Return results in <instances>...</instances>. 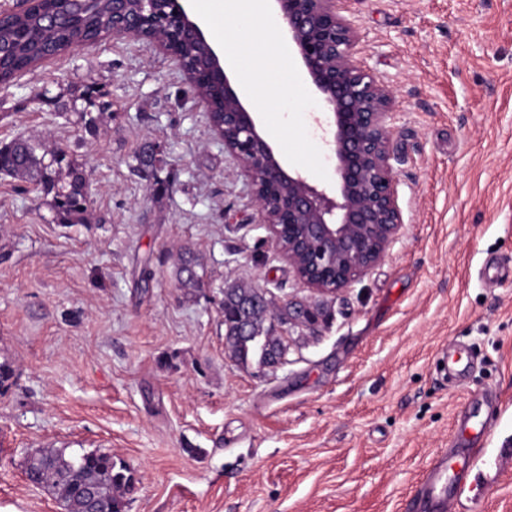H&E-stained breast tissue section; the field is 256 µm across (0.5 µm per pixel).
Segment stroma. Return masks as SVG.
Instances as JSON below:
<instances>
[{
    "instance_id": "obj_1",
    "label": "stroma",
    "mask_w": 512,
    "mask_h": 512,
    "mask_svg": "<svg viewBox=\"0 0 512 512\" xmlns=\"http://www.w3.org/2000/svg\"><path fill=\"white\" fill-rule=\"evenodd\" d=\"M357 59L395 92L403 228L385 259L324 298L318 335L287 364L224 351L225 284L308 298L267 241L236 159L182 71L136 40L105 39L0 85V141L74 151L87 219L57 223L0 175V512H63L31 485L38 448L101 450L136 478L126 512H407L461 415L512 403V0H342ZM285 99L249 98L286 167L335 191L326 109L296 55ZM112 100L87 134L70 102ZM155 143V171L137 169ZM190 248L204 288L179 287ZM448 512H512V471Z\"/></svg>"
}]
</instances>
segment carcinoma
Here are the masks:
<instances>
[{
  "label": "carcinoma",
  "mask_w": 512,
  "mask_h": 512,
  "mask_svg": "<svg viewBox=\"0 0 512 512\" xmlns=\"http://www.w3.org/2000/svg\"><path fill=\"white\" fill-rule=\"evenodd\" d=\"M112 28V0H92L78 5L77 26L45 27L39 12L15 15L0 25V47L7 59L0 68L12 74L54 50L69 46L83 32L103 35ZM190 67H202L209 60L206 48L191 45L185 52ZM75 100L83 107H73L92 134L96 117L92 109L108 110L112 102L108 93L95 82L77 89ZM0 168L32 185L54 214L65 225L82 224L90 206L85 194V171L76 155L66 148L49 149L40 141L13 139L0 142ZM195 254L187 249L178 260L176 277L184 288H198L201 277L195 267ZM224 305L247 312L249 335L238 336L235 326L224 331V346L230 359L243 367L257 364L267 369L274 358L288 352V343L275 335V325L298 317L299 304H276L261 288L234 283L224 288ZM25 474L34 486L57 495L64 512H91L92 495L97 494L110 512H126L127 495L135 485L133 473L112 455L90 451L68 454L64 448L37 449L27 455Z\"/></svg>",
  "instance_id": "1"
}]
</instances>
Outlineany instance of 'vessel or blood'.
I'll return each mask as SVG.
<instances>
[{
	"mask_svg": "<svg viewBox=\"0 0 512 512\" xmlns=\"http://www.w3.org/2000/svg\"><path fill=\"white\" fill-rule=\"evenodd\" d=\"M497 425L495 419L465 424L453 438L458 449L455 460L441 455L432 459L425 470V493L416 503L417 512H447L448 500L454 495L464 493L465 483L461 473L470 472L485 462V446L494 434Z\"/></svg>",
	"mask_w": 512,
	"mask_h": 512,
	"instance_id": "obj_1",
	"label": "vessel or blood"
}]
</instances>
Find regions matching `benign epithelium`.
Masks as SVG:
<instances>
[{"mask_svg": "<svg viewBox=\"0 0 512 512\" xmlns=\"http://www.w3.org/2000/svg\"><path fill=\"white\" fill-rule=\"evenodd\" d=\"M75 2L15 0L10 13L39 11L47 23L67 25L73 22ZM272 2L331 114L333 194L285 169L182 0H138L132 13L125 9L127 0H112V38L155 47L177 63L194 91L223 90L224 127L212 129L237 159L268 240L302 287L335 296L384 260L403 227L392 165L394 91L358 65L359 33L338 0ZM188 41L208 49V66L192 70L184 65ZM325 321L322 307L306 303L297 323L314 334Z\"/></svg>", "mask_w": 512, "mask_h": 512, "instance_id": "1", "label": "benign epithelium"}]
</instances>
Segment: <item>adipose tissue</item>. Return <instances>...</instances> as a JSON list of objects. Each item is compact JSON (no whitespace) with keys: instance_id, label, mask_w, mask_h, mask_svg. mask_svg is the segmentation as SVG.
<instances>
[{"instance_id":"obj_1","label":"adipose tissue","mask_w":512,"mask_h":512,"mask_svg":"<svg viewBox=\"0 0 512 512\" xmlns=\"http://www.w3.org/2000/svg\"><path fill=\"white\" fill-rule=\"evenodd\" d=\"M266 11L267 0H211L210 8L201 13L205 21L223 19L226 39H234L236 34L247 31L254 39L267 42V52L242 69V92L247 96L265 93L266 73L281 68L288 56L285 45L270 38L268 29L263 26Z\"/></svg>"}]
</instances>
